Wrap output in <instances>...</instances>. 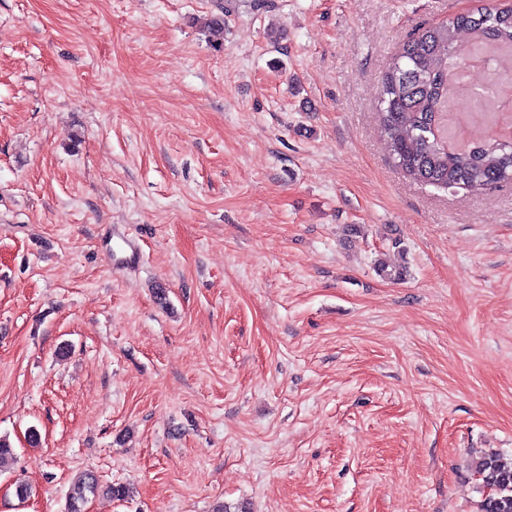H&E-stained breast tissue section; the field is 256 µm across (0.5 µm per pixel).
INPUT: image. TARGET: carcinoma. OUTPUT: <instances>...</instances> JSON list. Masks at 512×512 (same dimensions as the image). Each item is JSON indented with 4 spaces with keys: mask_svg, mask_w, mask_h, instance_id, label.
I'll use <instances>...</instances> for the list:
<instances>
[{
    "mask_svg": "<svg viewBox=\"0 0 512 512\" xmlns=\"http://www.w3.org/2000/svg\"><path fill=\"white\" fill-rule=\"evenodd\" d=\"M461 31L482 46L512 48V7L488 0L474 11L420 29L381 74L377 118L395 163L413 181L437 190L466 188L479 194L512 182V136L478 135L457 146L444 131L442 115L451 105L452 84L465 69L457 52ZM506 81L507 73H494L473 96L475 106L495 98ZM472 472L483 490L478 512H512V463L485 454L473 463ZM101 490L116 500L129 493L125 485L104 487L85 473L71 486L67 512H83L88 496Z\"/></svg>",
    "mask_w": 512,
    "mask_h": 512,
    "instance_id": "1",
    "label": "carcinoma"
}]
</instances>
